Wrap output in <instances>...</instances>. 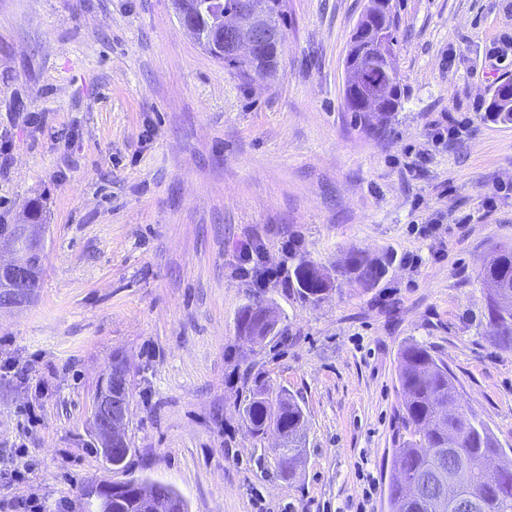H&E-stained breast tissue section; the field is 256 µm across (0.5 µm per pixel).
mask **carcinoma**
<instances>
[{"mask_svg":"<svg viewBox=\"0 0 512 512\" xmlns=\"http://www.w3.org/2000/svg\"><path fill=\"white\" fill-rule=\"evenodd\" d=\"M276 11L266 15V24L273 33L286 24L285 0ZM368 13L379 17L374 29L357 25L346 57V65L357 72L366 73L368 82L354 84V94L364 91L379 93L377 106L367 110L354 103L347 105L355 121L373 130H379L391 114L397 111L400 101L401 75L396 66L384 71V57L377 50V43L386 42L390 51L397 45V14L392 0H370ZM224 67L243 79L253 78V71L244 61L225 54L216 56ZM486 115L495 121L512 123V79L498 84L485 103ZM396 257L391 253L370 255L362 250H351L345 263L336 273L366 290L379 286ZM300 259L290 274L291 286L299 298L309 304L324 299L326 289L308 282L306 265ZM484 289L495 284L509 300V306L497 307L487 298L488 322L497 325L493 342L503 352H512V247L500 245L487 256L481 272ZM276 321L266 316L265 306L255 302L245 306L238 317L239 338L261 344L274 333ZM398 383L402 406L397 413V446L393 449L396 473L387 487L389 512H457L448 503L439 508L433 504L430 477L441 463L453 461L469 464L467 485L472 497L478 501L476 512H512V477L506 486L486 480L484 464L489 458L505 455L493 433L476 415L461 410L457 419H448V403L457 399V385L448 365L428 347L412 344L399 354ZM244 419L255 435H264L273 429L279 445L272 453L288 469L301 457L305 448V412L290 394L279 392L271 396L269 389L259 386L249 403L243 408ZM132 454L130 441H125L112 456H103L112 469H128ZM166 498L170 512H188L185 499L169 484L142 480L139 491L121 495L112 500V512H151L150 502Z\"/></svg>","mask_w":512,"mask_h":512,"instance_id":"cac0c4a2","label":"carcinoma"}]
</instances>
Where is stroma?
Here are the masks:
<instances>
[{
	"mask_svg": "<svg viewBox=\"0 0 512 512\" xmlns=\"http://www.w3.org/2000/svg\"><path fill=\"white\" fill-rule=\"evenodd\" d=\"M395 2L405 93L376 135L343 99L368 0H288L279 72L252 81L172 0H0V224L46 211L41 286L0 309V478L17 448L31 466L13 498L84 512L83 487L107 476L91 402L117 360L127 475L174 485L189 512H388L410 342L512 448V353L491 340L479 279L512 244V123L483 109L512 78V0ZM246 238L280 273L268 287L240 270ZM353 248L395 254L380 287L341 277L316 305L289 288L298 259L332 272ZM258 298L278 322L253 345L237 317ZM260 383L305 411L294 479L275 434L243 419Z\"/></svg>",
	"mask_w": 512,
	"mask_h": 512,
	"instance_id": "obj_1",
	"label": "stroma"
}]
</instances>
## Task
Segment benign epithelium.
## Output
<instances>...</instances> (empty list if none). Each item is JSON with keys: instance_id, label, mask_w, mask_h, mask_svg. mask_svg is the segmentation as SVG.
Wrapping results in <instances>:
<instances>
[{"instance_id": "1", "label": "benign epithelium", "mask_w": 512, "mask_h": 512, "mask_svg": "<svg viewBox=\"0 0 512 512\" xmlns=\"http://www.w3.org/2000/svg\"><path fill=\"white\" fill-rule=\"evenodd\" d=\"M267 0L255 2L242 9L235 16L228 15L224 21H216L214 32L220 38L224 52L238 57L252 65L256 76L265 78L278 70L279 60L269 58L257 59L259 47L268 42L270 32L262 24V12L266 10ZM7 240V249L11 253L8 260L0 258V282L4 284L0 290V306L20 308L31 298L29 284L35 272L33 257L43 255V236L40 225L28 222L21 225V235L13 237L10 227H0V241ZM112 387L107 393L96 397L93 403L92 416L95 431L101 447L112 452V446L120 442L125 434L129 412V398L124 395L127 372L124 365L115 366L111 370ZM467 467L459 463L449 471L438 473L436 478L437 500L442 502L446 490L455 489L458 479ZM134 486L97 482L84 489L85 497L100 505V512H107L112 502V494Z\"/></svg>"}]
</instances>
